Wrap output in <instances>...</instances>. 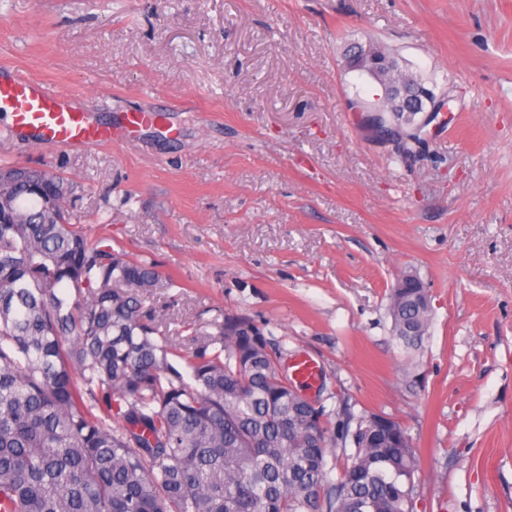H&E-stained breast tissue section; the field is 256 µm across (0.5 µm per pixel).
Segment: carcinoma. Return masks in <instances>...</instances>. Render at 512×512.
<instances>
[{
	"instance_id": "1",
	"label": "carcinoma",
	"mask_w": 512,
	"mask_h": 512,
	"mask_svg": "<svg viewBox=\"0 0 512 512\" xmlns=\"http://www.w3.org/2000/svg\"><path fill=\"white\" fill-rule=\"evenodd\" d=\"M417 82L401 81L412 108ZM356 108L399 137L398 155L425 144L416 113ZM0 170L19 173L0 186V512H414L419 462L400 422L309 400L245 317L205 335L187 324L184 346L152 304L154 261L71 223L62 176ZM416 293L390 291L407 351L431 325Z\"/></svg>"
}]
</instances>
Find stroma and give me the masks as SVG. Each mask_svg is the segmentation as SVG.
Listing matches in <instances>:
<instances>
[{
	"label": "stroma",
	"instance_id": "35a3bbf8",
	"mask_svg": "<svg viewBox=\"0 0 512 512\" xmlns=\"http://www.w3.org/2000/svg\"><path fill=\"white\" fill-rule=\"evenodd\" d=\"M356 40L451 96L415 155L355 112L381 92ZM0 68L100 122L161 107L85 150L0 118V164L55 170L73 223L154 260L170 329L248 318L316 361L326 407L406 427L415 512H512V0H0ZM405 274L432 310L413 353L387 311Z\"/></svg>",
	"mask_w": 512,
	"mask_h": 512
}]
</instances>
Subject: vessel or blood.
Instances as JSON below:
<instances>
[{"label":"vessel or blood","mask_w":512,"mask_h":512,"mask_svg":"<svg viewBox=\"0 0 512 512\" xmlns=\"http://www.w3.org/2000/svg\"><path fill=\"white\" fill-rule=\"evenodd\" d=\"M1 106L11 111L10 136L58 148L124 143L156 118L152 111H133L112 124L97 123L70 94L20 72L0 77Z\"/></svg>","instance_id":"1"}]
</instances>
